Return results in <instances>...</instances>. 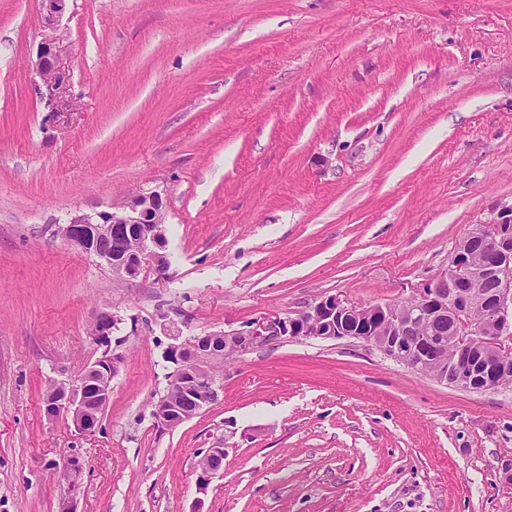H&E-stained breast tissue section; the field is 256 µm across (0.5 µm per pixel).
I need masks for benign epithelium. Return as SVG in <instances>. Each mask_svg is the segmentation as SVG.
Returning <instances> with one entry per match:
<instances>
[{
    "mask_svg": "<svg viewBox=\"0 0 512 512\" xmlns=\"http://www.w3.org/2000/svg\"><path fill=\"white\" fill-rule=\"evenodd\" d=\"M68 0H39L44 27L49 30L39 43L32 69L36 75L34 93L51 117L73 110L70 62L64 54L56 31ZM504 220L473 227L492 250L486 261L474 266L467 253L453 251L448 267L423 284L413 304L357 306L331 295L321 298L295 316H264L242 329L198 336L191 349L182 343L171 346L169 360L175 366L170 384L181 395L179 401L162 397L154 404L153 416L161 425L174 428L213 404L223 384L209 374L214 361L240 356L255 347L299 337L322 340L359 339L373 344L383 354L419 374L461 389L481 391L499 386L502 375L512 369V258L505 245L512 240V206L502 208ZM166 205L157 190L139 191L126 200L120 211H71L58 234L70 245L93 256L112 272V279L129 282L138 276L159 272L167 264L164 224ZM135 243L133 249L112 251L103 243L113 237ZM496 278L498 288L491 298L468 294L466 302L456 299L457 284L465 280L475 288L486 277ZM475 304L482 306L486 322L493 332L480 337L484 349L476 353L470 348L471 336H456L457 347L443 358L447 333L442 326L458 327ZM112 314H98L91 335L104 347L100 357L91 362L77 382L59 383L45 398V412L54 418L70 417L80 433H91L101 421L112 389H98L94 384L110 381L119 370L122 358L112 351ZM423 326L422 335L411 338L408 329ZM200 480L224 469V449L209 448L199 461ZM65 475L73 495L63 502L60 512H77L75 492L79 489L82 463L72 456L65 461Z\"/></svg>",
    "mask_w": 512,
    "mask_h": 512,
    "instance_id": "7a95c632",
    "label": "benign epithelium"
}]
</instances>
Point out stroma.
Segmentation results:
<instances>
[{
  "instance_id": "obj_1",
  "label": "stroma",
  "mask_w": 512,
  "mask_h": 512,
  "mask_svg": "<svg viewBox=\"0 0 512 512\" xmlns=\"http://www.w3.org/2000/svg\"><path fill=\"white\" fill-rule=\"evenodd\" d=\"M57 33L77 110L52 121L40 6L0 0V512H512V386L359 340L254 348L214 404L153 416L173 340L403 304L512 205V0H70ZM142 190L169 265L119 284L56 229ZM101 312L123 363L83 435L43 401L100 355ZM199 461L200 480L206 485L207 477L218 474L224 469V449L209 448Z\"/></svg>"
}]
</instances>
